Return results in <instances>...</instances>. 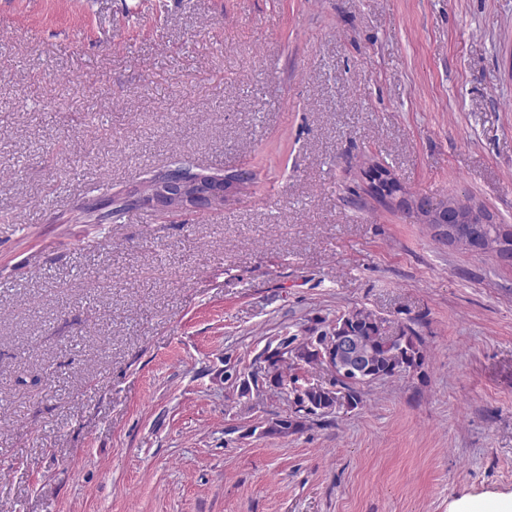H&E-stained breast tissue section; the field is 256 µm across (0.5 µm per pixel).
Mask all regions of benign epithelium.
I'll use <instances>...</instances> for the list:
<instances>
[{"instance_id": "7a95c632", "label": "benign epithelium", "mask_w": 512, "mask_h": 512, "mask_svg": "<svg viewBox=\"0 0 512 512\" xmlns=\"http://www.w3.org/2000/svg\"><path fill=\"white\" fill-rule=\"evenodd\" d=\"M366 179L368 192L381 201H392L411 210L423 224L431 225L433 231L448 243L469 234L474 224H489V216L481 210L468 206L463 208L455 199L413 201L404 191L393 196L386 195V186L396 182L393 173L379 164L368 167ZM159 195L148 207L161 215L185 213L202 209H213L224 202V194L233 186L230 177L204 171L188 173L170 169L159 179ZM477 249L496 254L499 259H512V235L503 232L479 242ZM369 354L354 336L334 330L328 335V344L321 361L333 377L346 381L358 379L364 372Z\"/></svg>"}]
</instances>
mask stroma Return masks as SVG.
I'll use <instances>...</instances> for the list:
<instances>
[{
  "mask_svg": "<svg viewBox=\"0 0 512 512\" xmlns=\"http://www.w3.org/2000/svg\"><path fill=\"white\" fill-rule=\"evenodd\" d=\"M222 206L76 222L169 168ZM512 0H0V512H455L512 497ZM354 308L417 372L303 431L224 381ZM368 192L374 199L392 201L402 208L412 210L422 224H430L434 233L439 234L448 244H453L458 238L468 235L475 225L477 234L489 237L500 229L493 224L485 213L473 206L460 207L455 199L413 201L401 189L393 196H387L386 186L397 183L393 173L379 164H371L367 170ZM478 250L488 251L496 254L499 259L510 261L512 256V235L501 231L498 235L488 240H481L477 247Z\"/></svg>",
  "mask_w": 512,
  "mask_h": 512,
  "instance_id": "35a3bbf8",
  "label": "stroma"
}]
</instances>
